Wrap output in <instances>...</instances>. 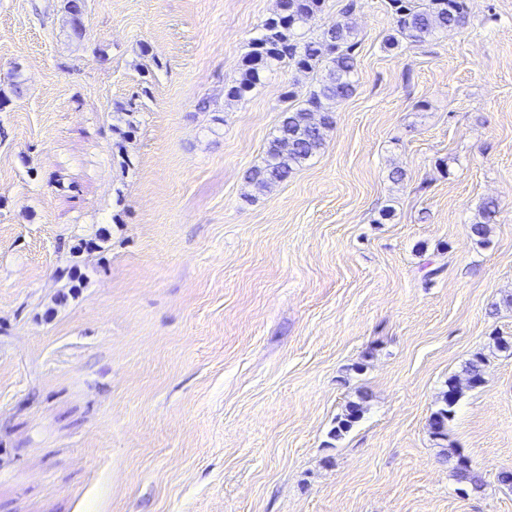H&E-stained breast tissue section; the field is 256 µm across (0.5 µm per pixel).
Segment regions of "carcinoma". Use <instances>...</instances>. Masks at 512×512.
Returning <instances> with one entry per match:
<instances>
[{"mask_svg": "<svg viewBox=\"0 0 512 512\" xmlns=\"http://www.w3.org/2000/svg\"><path fill=\"white\" fill-rule=\"evenodd\" d=\"M326 0H277V10L259 25L257 36L250 41V50L243 57L239 76L228 86L226 96L241 100L269 76L287 64L300 73L320 68L305 91L297 84L288 85L283 93L288 106L268 140L261 164L246 171L245 183L256 192L282 184L326 145L327 133L335 123L333 104L350 98L357 88L355 46L358 32L346 20L356 8L348 0L341 8L343 20L321 25L316 36L307 34V26L320 18ZM392 27L385 46L395 49L406 43L418 45L437 38L444 32L467 24L468 0H388ZM497 204L489 200L482 206L480 220L471 225V232L484 241L488 225L494 223ZM486 358L476 355L468 361L462 374L448 379L438 408L432 413L429 429L433 437L447 436L446 422L463 389H476L484 384ZM363 406L351 402L338 420L336 436L349 430L361 417Z\"/></svg>", "mask_w": 512, "mask_h": 512, "instance_id": "carcinoma-1", "label": "carcinoma"}]
</instances>
